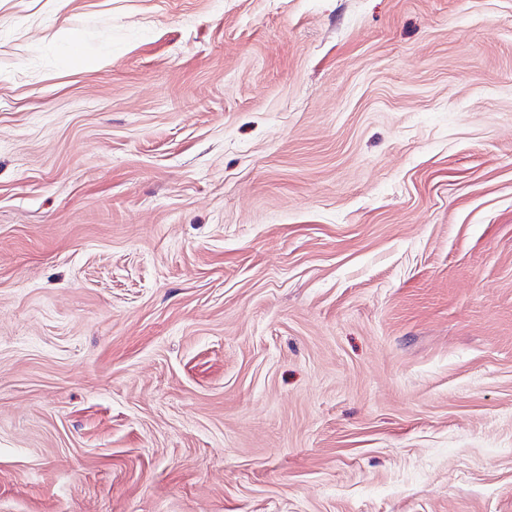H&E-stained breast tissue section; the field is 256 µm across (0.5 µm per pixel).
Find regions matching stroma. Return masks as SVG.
Returning <instances> with one entry per match:
<instances>
[{
	"instance_id": "35a3bbf8",
	"label": "stroma",
	"mask_w": 512,
	"mask_h": 512,
	"mask_svg": "<svg viewBox=\"0 0 512 512\" xmlns=\"http://www.w3.org/2000/svg\"><path fill=\"white\" fill-rule=\"evenodd\" d=\"M0 512H512V0H0Z\"/></svg>"
}]
</instances>
